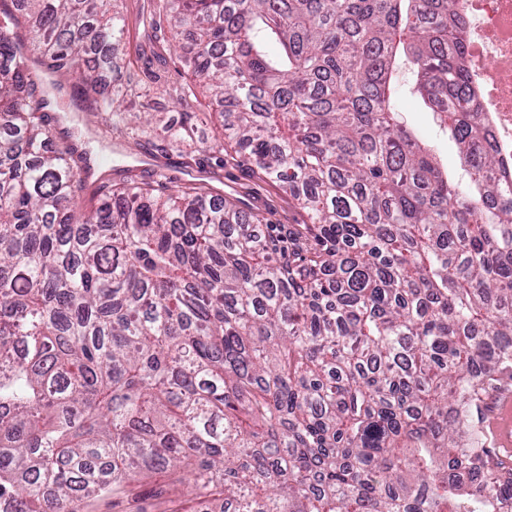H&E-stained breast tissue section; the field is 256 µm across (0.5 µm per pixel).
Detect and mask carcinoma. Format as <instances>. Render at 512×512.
Returning a JSON list of instances; mask_svg holds the SVG:
<instances>
[{
  "label": "carcinoma",
  "instance_id": "1",
  "mask_svg": "<svg viewBox=\"0 0 512 512\" xmlns=\"http://www.w3.org/2000/svg\"><path fill=\"white\" fill-rule=\"evenodd\" d=\"M0 13V512H87L136 475L190 512H512V462L474 420L512 385V184L475 122L457 0H161L223 138L303 209L260 220L161 171L70 204L86 157L52 131L40 59L124 112L116 0H15ZM274 41L279 53L266 45ZM96 66L81 69L87 52ZM464 160H434L396 104L399 72ZM194 112L163 127L184 144Z\"/></svg>",
  "mask_w": 512,
  "mask_h": 512
}]
</instances>
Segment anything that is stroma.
I'll list each match as a JSON object with an SVG mask.
<instances>
[{
	"instance_id": "stroma-1",
	"label": "stroma",
	"mask_w": 512,
	"mask_h": 512,
	"mask_svg": "<svg viewBox=\"0 0 512 512\" xmlns=\"http://www.w3.org/2000/svg\"><path fill=\"white\" fill-rule=\"evenodd\" d=\"M167 37L174 49L175 57L166 66L149 62L147 57H137L130 68L123 70L121 79L130 86L125 101L129 112H165L178 116L181 107L177 103V91L182 85L192 84L190 70L184 69L180 57L193 46V37L183 28H168ZM49 112L59 117V124L68 132L72 142L87 151L91 157H104V176L113 182L126 179L128 174H146L155 158L150 146L135 147L129 144H114L105 138L99 126L89 123L86 113L76 111L72 105L69 89L50 90ZM398 103L403 119L413 127L436 155L440 164L449 173L458 174L463 169L457 146L449 132L439 127L432 111L420 96L414 95L412 74L402 71L398 84ZM200 165L186 167L176 151L162 156L169 175L175 184H183L203 177L212 179L214 186L224 196L234 199L248 211L261 216L257 232H264L266 225L274 224L287 228L291 224L307 223V215L291 202L277 187L263 182L247 163L219 164L216 152L201 149ZM186 503L180 492L165 489L162 476L133 483L131 490L117 492L95 500L89 512H184Z\"/></svg>"
}]
</instances>
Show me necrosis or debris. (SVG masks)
<instances>
[{
    "mask_svg": "<svg viewBox=\"0 0 512 512\" xmlns=\"http://www.w3.org/2000/svg\"><path fill=\"white\" fill-rule=\"evenodd\" d=\"M479 119L504 171H512V0H459Z\"/></svg>",
    "mask_w": 512,
    "mask_h": 512,
    "instance_id": "obj_1",
    "label": "necrosis or debris"
}]
</instances>
